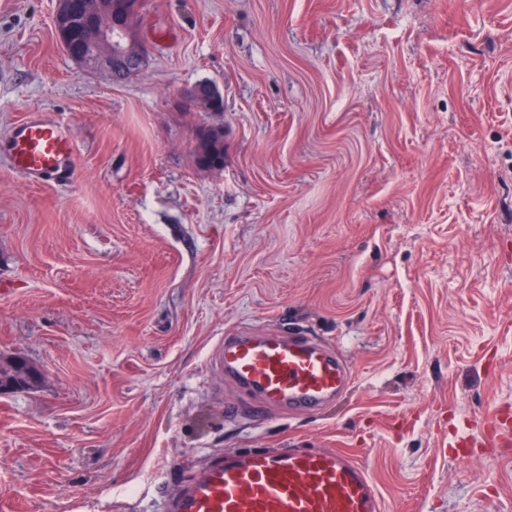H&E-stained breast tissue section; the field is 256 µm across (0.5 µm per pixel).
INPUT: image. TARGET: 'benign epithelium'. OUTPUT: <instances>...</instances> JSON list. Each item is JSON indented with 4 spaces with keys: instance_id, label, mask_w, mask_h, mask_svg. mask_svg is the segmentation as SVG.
Here are the masks:
<instances>
[{
    "instance_id": "1",
    "label": "benign epithelium",
    "mask_w": 512,
    "mask_h": 512,
    "mask_svg": "<svg viewBox=\"0 0 512 512\" xmlns=\"http://www.w3.org/2000/svg\"><path fill=\"white\" fill-rule=\"evenodd\" d=\"M120 6L111 0H57L53 17L54 31L66 54L79 66L87 67L110 80L119 81L118 71L126 63H143L146 48L130 37L113 12ZM82 24L83 41L74 46L64 33L74 24ZM43 370L22 355L0 356V395L33 390L41 383Z\"/></svg>"
}]
</instances>
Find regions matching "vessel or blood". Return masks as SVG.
I'll return each instance as SVG.
<instances>
[{
	"instance_id": "obj_1",
	"label": "vessel or blood",
	"mask_w": 512,
	"mask_h": 512,
	"mask_svg": "<svg viewBox=\"0 0 512 512\" xmlns=\"http://www.w3.org/2000/svg\"><path fill=\"white\" fill-rule=\"evenodd\" d=\"M13 167L28 182L68 177L74 148L64 127L31 113L9 138ZM212 362L268 411L315 413L349 387L346 364L318 341L268 333L225 337ZM161 512H383L366 468L331 448H253L222 453L190 482L163 496Z\"/></svg>"
}]
</instances>
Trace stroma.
<instances>
[{
    "mask_svg": "<svg viewBox=\"0 0 512 512\" xmlns=\"http://www.w3.org/2000/svg\"><path fill=\"white\" fill-rule=\"evenodd\" d=\"M57 0H0V512H158L245 448H335L384 512H512V0H143L142 70L62 50ZM215 82L220 112L186 92ZM68 127L69 178L12 127ZM224 127V166L193 162ZM320 340L351 384L254 422L225 336ZM240 404L226 419L225 403ZM8 154L13 167L28 182L50 183L68 177L74 148L61 124L32 112L12 129ZM193 158L197 167L220 169L224 166V128L208 125L195 133ZM43 370L22 355H0V395L33 390L41 383Z\"/></svg>",
    "mask_w": 512,
    "mask_h": 512,
    "instance_id": "35a3bbf8",
    "label": "stroma"
}]
</instances>
